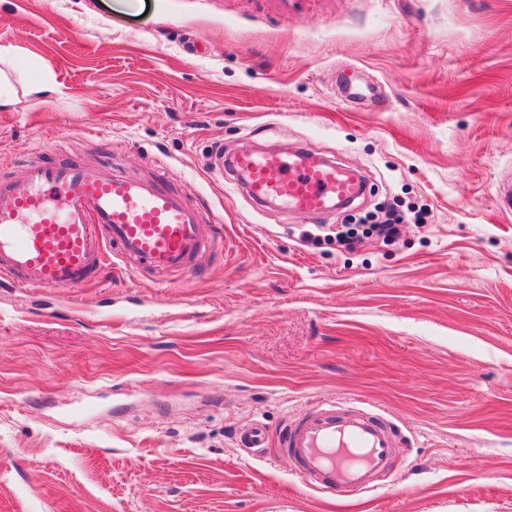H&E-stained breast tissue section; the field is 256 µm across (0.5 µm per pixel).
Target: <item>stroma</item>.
I'll use <instances>...</instances> for the list:
<instances>
[{
	"instance_id": "stroma-1",
	"label": "stroma",
	"mask_w": 512,
	"mask_h": 512,
	"mask_svg": "<svg viewBox=\"0 0 512 512\" xmlns=\"http://www.w3.org/2000/svg\"><path fill=\"white\" fill-rule=\"evenodd\" d=\"M0 176L153 162L226 248L155 284L0 282V512H512V0H0ZM57 91L27 92L41 78ZM372 85L348 97L349 85ZM308 147L351 209L256 206L217 151ZM424 208L396 242L305 232ZM382 411V489H299L269 448L322 397Z\"/></svg>"
}]
</instances>
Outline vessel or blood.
<instances>
[{
  "label": "vessel or blood",
  "instance_id": "obj_1",
  "mask_svg": "<svg viewBox=\"0 0 512 512\" xmlns=\"http://www.w3.org/2000/svg\"><path fill=\"white\" fill-rule=\"evenodd\" d=\"M229 168L247 173L255 204L276 200L310 217L364 190L358 175L307 148L236 153ZM168 172L160 163L153 177L132 179L99 164L37 161L21 177L0 180V278L19 274L43 292L82 288L113 257L130 270L149 269L162 284L203 252L223 251L203 213L169 191ZM237 445L273 447L303 488L329 494L371 489L378 475L397 469L386 419L345 399L318 401L275 435L256 422L244 426Z\"/></svg>",
  "mask_w": 512,
  "mask_h": 512
}]
</instances>
